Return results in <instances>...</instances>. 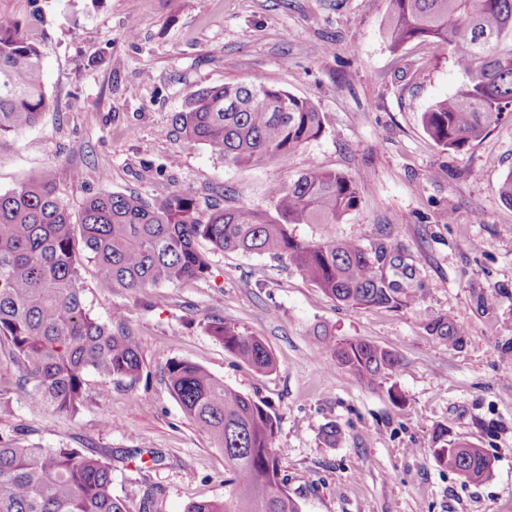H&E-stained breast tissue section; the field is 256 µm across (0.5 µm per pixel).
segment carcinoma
Listing matches in <instances>:
<instances>
[{
	"instance_id": "cac0c4a2",
	"label": "carcinoma",
	"mask_w": 512,
	"mask_h": 512,
	"mask_svg": "<svg viewBox=\"0 0 512 512\" xmlns=\"http://www.w3.org/2000/svg\"><path fill=\"white\" fill-rule=\"evenodd\" d=\"M392 48L412 41L444 43L464 76L456 92L435 101L423 125L443 148L459 151L482 139L512 105V0H388ZM50 106L41 56L22 20L0 11V138L35 126ZM173 123L183 137L206 145L236 166L284 163L325 132L316 106L258 78L194 92ZM57 171L44 169L0 193V343L7 345L18 383L34 410L75 415L88 403L85 376L140 378L138 336L122 309L107 321L90 314L81 270L94 264L100 286L130 291L207 275L198 250L257 253L285 260L328 297L355 308L406 306L419 289L396 276L401 258L384 244L372 250L339 238L299 241L292 224H338L359 203L355 180L310 168L278 189L272 211L214 207L203 215L193 193L174 190L151 201L103 189L88 198L78 223L57 195ZM427 330L459 346L464 329L446 315ZM207 333L241 361L262 371L276 360L256 336L220 318ZM323 352L357 380L374 387L398 366L389 349L322 339ZM187 418L204 428L224 455L222 501L190 504L187 512H300L282 487L272 451L277 420L267 407L224 384L203 367L172 360L163 369ZM437 462L471 480L491 460L470 443L435 432ZM0 512H132L112 492V454L78 448L23 445L0 434Z\"/></svg>"
}]
</instances>
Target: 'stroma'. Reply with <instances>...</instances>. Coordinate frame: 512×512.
I'll list each match as a JSON object with an SVG mask.
<instances>
[{"label": "stroma", "instance_id": "35a3bbf8", "mask_svg": "<svg viewBox=\"0 0 512 512\" xmlns=\"http://www.w3.org/2000/svg\"><path fill=\"white\" fill-rule=\"evenodd\" d=\"M29 34L43 57L50 107L41 123L0 139V193L44 168L71 216L109 189L144 199L192 192L211 205L267 209L275 188L308 169L353 177L360 201L331 228L295 224L302 241L336 237L399 248L421 291L399 308L355 309L325 296L287 262L210 254L206 277L142 291L106 290L82 269L93 316L125 313L140 340L134 382L90 373L87 407L72 417L32 410L0 346V433L44 448L112 450V490L138 506L160 488L157 512H186L228 492L224 456L183 413L162 370L198 364L266 404L273 453L300 512H512V116L463 150L425 132L422 114L463 76L446 46L391 48L387 0H40ZM259 78L311 100L325 132L283 164L237 167L183 139L172 118L196 90ZM81 181H73V172ZM445 314L461 346L431 335ZM260 338L275 371L239 361L209 336V317ZM393 351L380 384L329 367L317 333ZM335 424V445L322 430ZM492 461L471 481L441 467L436 430ZM137 458L120 460L121 452ZM162 462L151 459L153 452Z\"/></svg>", "mask_w": 512, "mask_h": 512}]
</instances>
